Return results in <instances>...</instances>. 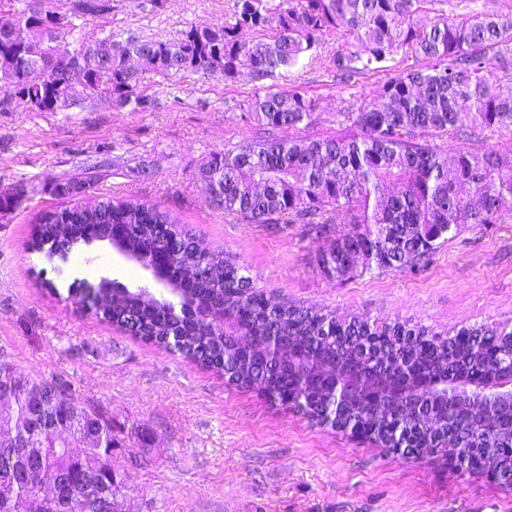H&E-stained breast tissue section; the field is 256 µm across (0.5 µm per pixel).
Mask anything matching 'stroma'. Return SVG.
I'll list each match as a JSON object with an SVG mask.
<instances>
[{"label": "stroma", "instance_id": "obj_1", "mask_svg": "<svg viewBox=\"0 0 512 512\" xmlns=\"http://www.w3.org/2000/svg\"><path fill=\"white\" fill-rule=\"evenodd\" d=\"M234 0H111L85 21L82 41L131 29L174 42L194 25L220 26ZM323 38L318 63L296 67L280 90L305 92L315 121L296 136L344 132L348 113L373 100L395 74L386 67L345 84L321 64L335 52ZM157 109L86 107L0 112V196L23 190L0 212V354L40 381H67L75 402L112 413V450L122 512H512V486L485 471L458 470L442 452L406 457L374 439L317 423L228 381L215 369L128 335L67 298L100 279L160 293L151 272L102 243L80 246L53 266L34 244L42 215L70 206L54 183L83 175L86 157L107 155L109 172L88 197L143 200L169 213L211 250L246 266L257 288L343 322L427 328L439 337L479 325L512 327V200L493 224H464L429 259L401 270L340 278L324 269L326 244L305 224H244L208 202L197 168L210 153L255 139L243 112L259 83L201 73L167 82L140 73ZM148 160L150 173L131 171Z\"/></svg>", "mask_w": 512, "mask_h": 512}]
</instances>
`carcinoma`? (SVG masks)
I'll use <instances>...</instances> for the list:
<instances>
[{
  "label": "carcinoma",
  "mask_w": 512,
  "mask_h": 512,
  "mask_svg": "<svg viewBox=\"0 0 512 512\" xmlns=\"http://www.w3.org/2000/svg\"><path fill=\"white\" fill-rule=\"evenodd\" d=\"M439 0H235L230 20L222 27L194 26L175 43L146 39L134 31L111 32L70 48L67 37L76 21L110 9V0H72L68 22L48 37V16L55 11L45 0H28L0 25L17 27L14 40L0 37V80L8 81L23 65L33 71H63L55 79H32L14 89L17 104L35 112H65L97 105L146 112L156 99L140 86L131 61L155 75L203 72L233 81L250 68L257 88L243 110L259 125L281 130L310 124L315 103L301 91L288 93L275 80L289 69L316 57L324 36L336 33L351 39L336 51L331 67L338 79L350 82L391 61L397 55L419 62L399 69L375 100L352 118V129L336 138H288L273 134L213 152L198 174L215 178L224 194L217 209L245 224H308L326 234L337 224L349 231L328 244L321 254L324 267L336 276L350 273L357 261L362 270L410 267L435 249V242L461 224H493L502 205L512 199V154L467 147L453 154L438 150L431 139L456 133L512 130V11L497 0H456L450 11ZM259 39L246 42L242 31ZM80 60L74 73L67 63ZM102 158L86 166L79 183L90 186L108 171ZM57 219L72 225L66 242L55 239L51 225H41L47 255L65 261L80 244L105 239L102 226L118 224L127 246L120 251L133 260H150L161 283L181 287L189 310L180 320L160 307L140 304L127 287L83 283L70 289L67 300L94 308L110 294L112 304L93 314L146 341L184 358L223 372L229 380L257 388L270 399L305 412L321 424L338 425L354 434L393 443L406 435L403 454L421 448H468L467 468L483 464L479 448L512 452V415L492 418L435 408L439 429L426 413H410L376 392L358 391L331 405L336 381L315 376L308 359L340 362L360 374L399 380L396 366L404 362L419 396L433 382L464 375L479 380L492 365L512 352V330L477 326L440 339L428 331L400 326L373 328L367 323H341L311 309L290 306L254 286L248 268L222 257L179 228L154 204L101 199L91 212L74 203ZM214 259L223 265V282L204 275L202 264ZM244 336H275L299 358L296 366L262 350ZM51 383L56 400L44 403L48 415L71 408L74 400L64 380ZM47 382L34 381L16 397L13 409L0 413V428H23L32 410L31 396ZM92 423L106 438L104 449L118 442L112 416L92 406L82 408L76 427ZM69 465L63 455L47 454L18 480L16 492L30 497L48 475ZM87 488L84 473L72 469L69 512H85L81 497Z\"/></svg>",
  "instance_id": "carcinoma-1"
}]
</instances>
